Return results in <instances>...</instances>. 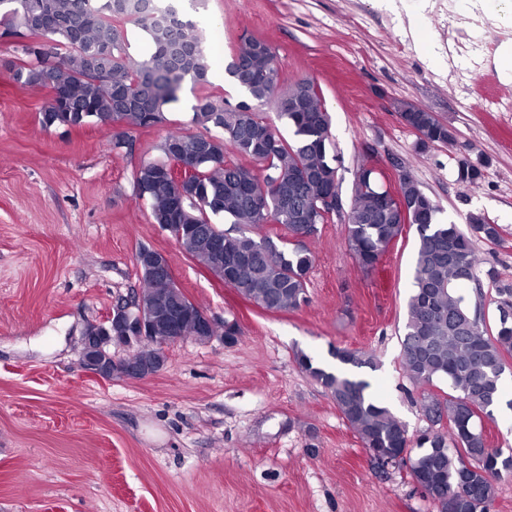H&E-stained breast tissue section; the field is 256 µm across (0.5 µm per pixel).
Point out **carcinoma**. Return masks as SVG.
<instances>
[{
	"label": "carcinoma",
	"mask_w": 512,
	"mask_h": 512,
	"mask_svg": "<svg viewBox=\"0 0 512 512\" xmlns=\"http://www.w3.org/2000/svg\"><path fill=\"white\" fill-rule=\"evenodd\" d=\"M129 24L151 44L142 62L128 52ZM1 29L21 30L36 44L52 43L43 57L28 45L14 46L23 57L14 66L15 79L51 93L39 112L42 126L111 127L115 148L127 147L132 131L166 122V107L178 100L184 81L209 84L204 40L177 0H0ZM265 46L255 37H241L227 73L251 100H275L277 117L292 137H282L257 107L246 102L231 107L206 92L193 105L201 131L168 132L160 145L163 159L141 162L134 187L153 223L181 225L178 246L190 259L211 269V240L219 239L226 285L267 312L288 313L307 302L314 262L310 243L332 219L316 209L317 200L338 187V156L331 150V117L320 86L302 79L279 92L276 55L261 53ZM305 83L310 94L301 107H283ZM397 110L402 122L421 134L420 145L452 142L450 129L434 113L417 112L409 102ZM229 150L238 159L227 158ZM183 160L192 170L177 180L172 171ZM399 187L421 214L401 366L414 385L430 387L420 400L427 428L410 436L370 395L365 380L316 365L302 352L297 363L328 392L375 469H380L377 458L407 467L436 512H489L495 481L512 473V454L491 447L481 424L493 416L501 375L512 358V317L504 318L512 304L499 307L492 324L482 303L470 304L460 288H482L476 244L501 243L503 229L478 215L469 216L464 229L445 222L438 203L408 170ZM221 216L231 228L216 222ZM343 220L348 251L366 274L404 229L365 181L353 182ZM269 224L280 232L270 235ZM140 282L144 296L169 290L144 264ZM333 356L344 365L373 366L359 350L338 348Z\"/></svg>",
	"instance_id": "obj_1"
}]
</instances>
